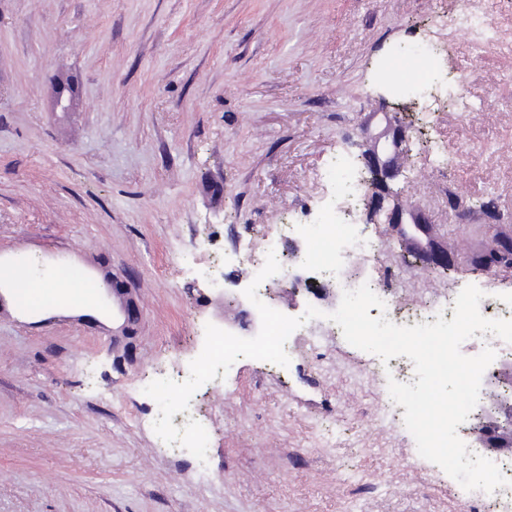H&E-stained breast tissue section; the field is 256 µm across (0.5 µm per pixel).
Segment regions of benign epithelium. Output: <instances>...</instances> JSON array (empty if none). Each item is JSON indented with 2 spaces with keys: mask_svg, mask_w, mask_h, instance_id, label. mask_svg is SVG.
I'll list each match as a JSON object with an SVG mask.
<instances>
[{
  "mask_svg": "<svg viewBox=\"0 0 512 512\" xmlns=\"http://www.w3.org/2000/svg\"><path fill=\"white\" fill-rule=\"evenodd\" d=\"M74 85L69 78L57 80L54 90V109L70 112L73 108ZM385 126L374 137L362 144L360 159L371 175V192L368 196L370 219L383 216L389 234L395 236L407 252L421 257L426 268L452 269L462 264V259L448 243L440 239L434 226L419 205L394 197L389 182L401 175L400 161L408 154L410 135L405 121L397 116L384 114ZM475 267L488 273L512 270V233L503 230L490 238L478 251ZM293 281L302 283L314 296L326 292L328 285L302 273L293 275ZM107 297L112 299L120 324L112 330V343L125 342L126 359L133 357L135 339L142 322V312L131 288L130 279L114 273L108 279ZM504 406L483 407L477 414V423L470 427L472 447L495 451H512V425L501 423Z\"/></svg>",
  "mask_w": 512,
  "mask_h": 512,
  "instance_id": "1",
  "label": "benign epithelium"
}]
</instances>
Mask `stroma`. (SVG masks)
Instances as JSON below:
<instances>
[{"mask_svg": "<svg viewBox=\"0 0 512 512\" xmlns=\"http://www.w3.org/2000/svg\"><path fill=\"white\" fill-rule=\"evenodd\" d=\"M457 0H0V512H479L439 466H415L401 414L380 422L379 357L329 325L289 348L288 367L241 358L199 387L209 485L199 461L153 430L143 389L189 369L206 324L236 310L205 301L247 285L244 255L267 237L305 242L336 201L321 171L363 178L361 123L400 112L418 184L403 198L449 245L512 219V52L456 38ZM417 44L434 90L473 77V107L401 96L386 64ZM73 76L75 109L50 79ZM461 181L457 209L449 179ZM372 240L369 280L400 271L397 299L474 285L512 293V272L442 273L404 255L365 200L345 204ZM96 288L80 305H23L17 258ZM212 268L213 277L202 276ZM133 278L143 321L133 362L112 344L107 277Z\"/></svg>", "mask_w": 512, "mask_h": 512, "instance_id": "stroma-1", "label": "stroma"}]
</instances>
